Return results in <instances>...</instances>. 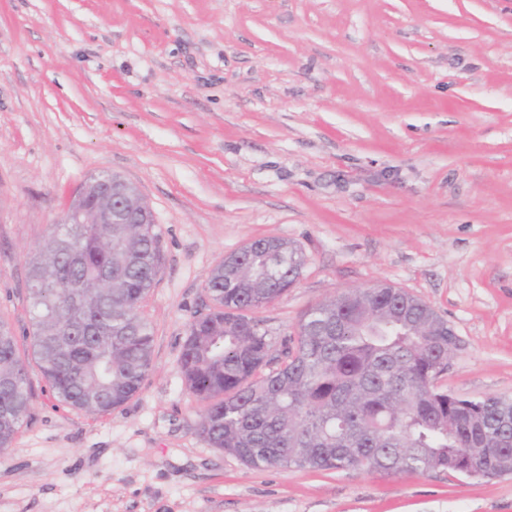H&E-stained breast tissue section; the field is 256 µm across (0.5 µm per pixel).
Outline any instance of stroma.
<instances>
[{
	"instance_id": "1",
	"label": "stroma",
	"mask_w": 512,
	"mask_h": 512,
	"mask_svg": "<svg viewBox=\"0 0 512 512\" xmlns=\"http://www.w3.org/2000/svg\"><path fill=\"white\" fill-rule=\"evenodd\" d=\"M132 182L165 261L153 369L106 414L33 378L0 512H512V475L251 469L198 433L179 357L203 286L256 238L298 284L256 310L388 283L460 347L440 382L512 396V0H0V319L27 345V261L79 184Z\"/></svg>"
}]
</instances>
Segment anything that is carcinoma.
Listing matches in <instances>:
<instances>
[{
	"instance_id": "carcinoma-1",
	"label": "carcinoma",
	"mask_w": 512,
	"mask_h": 512,
	"mask_svg": "<svg viewBox=\"0 0 512 512\" xmlns=\"http://www.w3.org/2000/svg\"><path fill=\"white\" fill-rule=\"evenodd\" d=\"M303 252L258 238L224 257L189 325L179 370L204 403L199 434L251 469L398 476L512 475V397L463 398L439 385L458 345L448 321L402 288L345 290L276 341L252 312L279 298ZM164 263L155 224H54L28 262L31 361L0 320V453L30 413L32 373L56 400L105 414L153 367L141 306Z\"/></svg>"
}]
</instances>
